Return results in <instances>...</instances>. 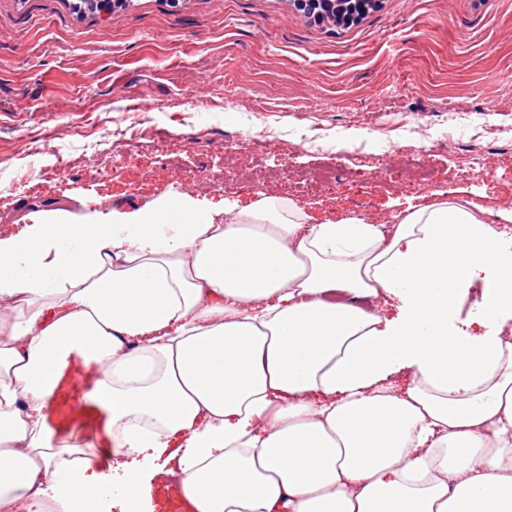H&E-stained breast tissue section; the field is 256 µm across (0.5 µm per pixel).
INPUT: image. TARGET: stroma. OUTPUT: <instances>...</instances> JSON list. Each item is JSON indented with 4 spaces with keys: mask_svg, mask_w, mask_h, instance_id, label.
Here are the masks:
<instances>
[{
    "mask_svg": "<svg viewBox=\"0 0 512 512\" xmlns=\"http://www.w3.org/2000/svg\"><path fill=\"white\" fill-rule=\"evenodd\" d=\"M143 97L153 111H136ZM419 123L439 143L422 156L426 176L404 182L387 154L415 147ZM460 123L463 146L448 151ZM121 130L133 146L115 154ZM258 131L262 149L249 142ZM45 141L51 151L31 152ZM284 165L289 177H276ZM336 166V180L313 183ZM186 195L279 196L321 220L380 222L464 199L512 236V0H384L336 32L282 0H138L81 22L66 0H0V243ZM80 397H58L60 437L109 459L105 417L91 405L73 413Z\"/></svg>",
    "mask_w": 512,
    "mask_h": 512,
    "instance_id": "stroma-1",
    "label": "stroma"
}]
</instances>
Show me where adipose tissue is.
Instances as JSON below:
<instances>
[{
	"label": "adipose tissue",
	"mask_w": 512,
	"mask_h": 512,
	"mask_svg": "<svg viewBox=\"0 0 512 512\" xmlns=\"http://www.w3.org/2000/svg\"><path fill=\"white\" fill-rule=\"evenodd\" d=\"M484 213L428 203L387 235L266 197L0 247V512H143L160 458L192 512H512V242ZM66 385L130 459L116 489L49 424Z\"/></svg>",
	"instance_id": "ef3b65f1"
}]
</instances>
